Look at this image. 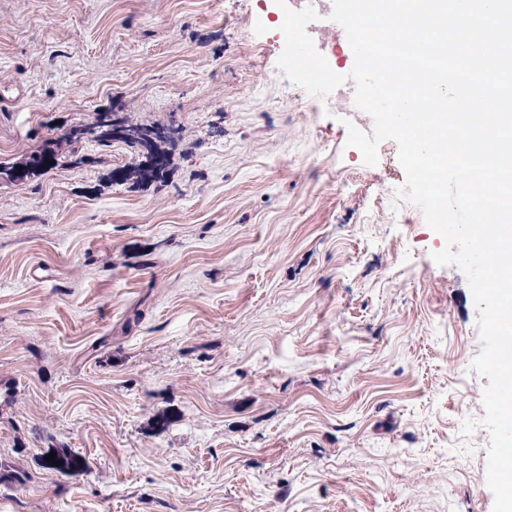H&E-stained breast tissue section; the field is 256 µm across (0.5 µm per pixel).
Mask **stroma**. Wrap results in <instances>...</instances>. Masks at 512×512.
Returning <instances> with one entry per match:
<instances>
[{"label": "stroma", "mask_w": 512, "mask_h": 512, "mask_svg": "<svg viewBox=\"0 0 512 512\" xmlns=\"http://www.w3.org/2000/svg\"><path fill=\"white\" fill-rule=\"evenodd\" d=\"M280 13L0 0V165L107 109L179 129L149 180L91 139L0 177V512H492L468 279L347 146L370 116L278 69ZM51 161H54V164H51ZM57 164L58 158L53 145L46 143L42 148L32 151L28 159L23 164L12 165L6 170V172H1L0 169V174L5 173L11 180H13L15 172L18 171V166H23L22 171L25 172V177L27 178L29 175L34 176L51 170L56 167Z\"/></svg>", "instance_id": "obj_1"}]
</instances>
